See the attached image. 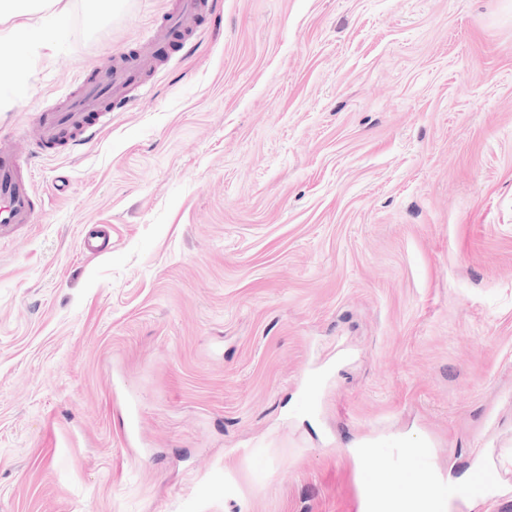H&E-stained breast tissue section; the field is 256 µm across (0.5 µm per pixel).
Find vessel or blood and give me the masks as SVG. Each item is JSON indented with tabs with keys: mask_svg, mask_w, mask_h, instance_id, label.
Masks as SVG:
<instances>
[{
	"mask_svg": "<svg viewBox=\"0 0 512 512\" xmlns=\"http://www.w3.org/2000/svg\"><path fill=\"white\" fill-rule=\"evenodd\" d=\"M202 8L201 0H176L174 7L147 30L134 56L118 57L102 68L80 72L75 89L41 111L35 120L36 147L64 150L108 127L113 107L129 105L134 89L142 87V73L154 63L153 48L167 41L175 30L197 35ZM31 168L29 153L0 138V233L33 221L38 198Z\"/></svg>",
	"mask_w": 512,
	"mask_h": 512,
	"instance_id": "1",
	"label": "vessel or blood"
}]
</instances>
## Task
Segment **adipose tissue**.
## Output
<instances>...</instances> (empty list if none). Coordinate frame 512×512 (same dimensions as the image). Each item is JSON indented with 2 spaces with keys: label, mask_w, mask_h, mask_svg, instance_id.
I'll return each instance as SVG.
<instances>
[{
  "label": "adipose tissue",
  "mask_w": 512,
  "mask_h": 512,
  "mask_svg": "<svg viewBox=\"0 0 512 512\" xmlns=\"http://www.w3.org/2000/svg\"><path fill=\"white\" fill-rule=\"evenodd\" d=\"M59 0H0V44L12 45L0 56V97L17 103L29 92V74L41 50L51 48L66 24Z\"/></svg>",
  "instance_id": "1"
}]
</instances>
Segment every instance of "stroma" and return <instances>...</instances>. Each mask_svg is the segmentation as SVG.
Here are the masks:
<instances>
[{"mask_svg": "<svg viewBox=\"0 0 512 512\" xmlns=\"http://www.w3.org/2000/svg\"><path fill=\"white\" fill-rule=\"evenodd\" d=\"M203 2L0 237V512H360L410 442L512 512V0ZM174 4L62 0L0 137Z\"/></svg>", "mask_w": 512, "mask_h": 512, "instance_id": "1", "label": "stroma"}]
</instances>
